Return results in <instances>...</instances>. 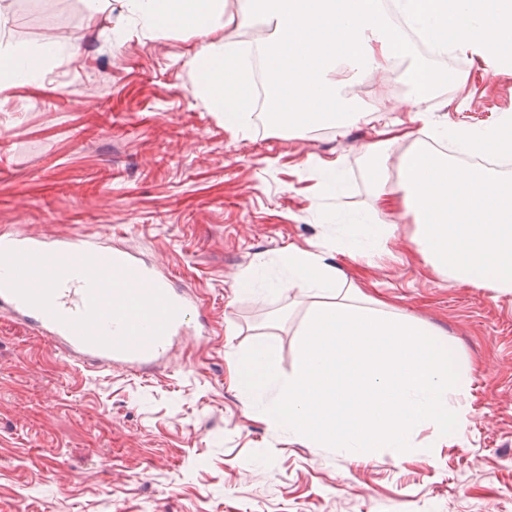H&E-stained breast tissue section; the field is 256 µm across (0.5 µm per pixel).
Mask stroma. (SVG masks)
Segmentation results:
<instances>
[{
    "label": "stroma",
    "mask_w": 512,
    "mask_h": 512,
    "mask_svg": "<svg viewBox=\"0 0 512 512\" xmlns=\"http://www.w3.org/2000/svg\"><path fill=\"white\" fill-rule=\"evenodd\" d=\"M6 38L57 51L0 93V233H78L135 252L195 289L211 323L153 369L90 371L0 312V512H512V295L434 272L397 212L386 246L336 251L354 219L380 214L362 150L371 126L283 132L251 119L230 133L196 92L201 38L146 31L121 0H56L11 15ZM415 63L463 79L438 90L435 118L483 129L512 114V70L459 51L442 62L414 49L374 79L336 78L389 121ZM317 158L339 159L340 194L322 189ZM291 247L322 253L457 345L474 371L453 400L465 419L456 442L425 428L406 452L357 462L270 426L234 389L253 344H275L293 369L311 292L238 287L253 272L284 279Z\"/></svg>",
    "instance_id": "35a3bbf8"
}]
</instances>
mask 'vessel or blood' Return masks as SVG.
Wrapping results in <instances>:
<instances>
[{"mask_svg": "<svg viewBox=\"0 0 512 512\" xmlns=\"http://www.w3.org/2000/svg\"><path fill=\"white\" fill-rule=\"evenodd\" d=\"M86 245L79 234L54 244L0 234V308L91 370L146 369L194 333L201 305L190 288H174L170 273L126 250L97 249L87 265Z\"/></svg>", "mask_w": 512, "mask_h": 512, "instance_id": "obj_1", "label": "vessel or blood"}]
</instances>
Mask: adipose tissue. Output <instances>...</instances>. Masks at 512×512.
<instances>
[{
  "instance_id": "ef3b65f1",
  "label": "adipose tissue",
  "mask_w": 512,
  "mask_h": 512,
  "mask_svg": "<svg viewBox=\"0 0 512 512\" xmlns=\"http://www.w3.org/2000/svg\"><path fill=\"white\" fill-rule=\"evenodd\" d=\"M151 31L179 27L204 37L194 60L197 91L207 106L223 113L224 127L243 130L255 96L245 50L224 42L220 30L259 16L276 39L262 51L268 75L265 99L287 125L313 129L363 122L368 110L348 97L338 71L359 80L409 52L413 31L434 54L468 53L493 69H512V0H393L404 27H396L381 0H249L246 14L230 13L227 0H122ZM56 53L54 43L34 53L0 43V91L23 84L30 68ZM455 74L418 66L409 73L407 119H397L364 147L373 160L375 200L381 210L410 215L415 253L440 275L463 287L512 294V179L498 171L463 167L436 153L429 139L452 138L462 154L512 155V117L493 129L449 126L424 105L437 87H453ZM408 147L397 171L389 154L400 141ZM397 189H389L390 179Z\"/></svg>"
}]
</instances>
